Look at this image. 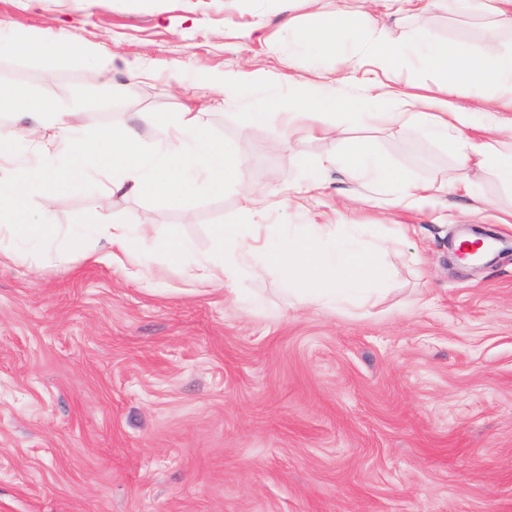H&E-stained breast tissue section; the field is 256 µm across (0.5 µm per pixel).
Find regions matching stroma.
Segmentation results:
<instances>
[{"label": "stroma", "mask_w": 512, "mask_h": 512, "mask_svg": "<svg viewBox=\"0 0 512 512\" xmlns=\"http://www.w3.org/2000/svg\"><path fill=\"white\" fill-rule=\"evenodd\" d=\"M305 0H0V91L49 96L79 114L85 135L138 112L203 106L206 135L243 158L239 181L196 195L190 209L116 199L111 218L154 224L213 252L217 224H244L241 185L296 183L294 158L329 160L338 141L308 128L284 137L252 123L232 94L219 108L211 76L262 69L279 82L315 77L336 58L289 42L286 22L310 20ZM433 41L475 59L512 49V29L483 16L434 11ZM68 32L114 65L99 77L75 57L20 58L13 32ZM153 77L128 89L124 64ZM184 83L168 84L171 70ZM422 181L468 177L464 191L423 208H346L328 167L309 211L269 212L270 224H359L376 240L406 237L381 257L387 278L371 307L297 303L264 255L242 275V301L191 280L159 251L149 283L83 257L112 176L88 169L62 186L49 216L75 236L63 261L38 253L0 265V512H512V188L460 170L439 142L410 129L345 122ZM25 124L0 104L13 162L35 161ZM501 240L504 252L462 259L458 236Z\"/></svg>", "instance_id": "obj_1"}]
</instances>
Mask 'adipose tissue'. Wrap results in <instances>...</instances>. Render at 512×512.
I'll list each match as a JSON object with an SVG mask.
<instances>
[{
	"label": "adipose tissue",
	"instance_id": "1",
	"mask_svg": "<svg viewBox=\"0 0 512 512\" xmlns=\"http://www.w3.org/2000/svg\"><path fill=\"white\" fill-rule=\"evenodd\" d=\"M358 16L350 0H340L335 9L314 12L307 25L289 22L288 31L297 42L335 52L346 42ZM12 45L17 53L37 60L49 48L61 58L76 50L74 40L65 34L17 32ZM410 53L418 55L435 75L426 94L404 95L391 83ZM366 65L371 71L361 94L347 95L342 88L346 73ZM215 84L227 92L246 85L258 88L259 96L248 101L253 119L287 133L306 126L322 137L340 139L342 150L335 164L352 185L349 200L353 203L373 200L385 207L412 210L427 204L440 187L412 179L366 141L344 137L339 118L345 114L360 125L419 130L425 137L443 142L461 166L492 171L512 182V118L500 114L501 109L512 108V50L481 61L457 46L433 42L425 28H418L411 42L405 44L392 36L387 25L376 24L368 30L358 52L343 59L335 76L290 84L292 111H281L273 77L264 70L228 71L216 77ZM465 85L490 90L495 109L471 112L450 102L449 90ZM15 103L22 109L27 137L41 162L19 171L0 189V261L15 260L9 243L20 235L63 254L70 230L59 224L30 221L27 202L31 196H39L42 212H51L57 187L75 181L87 167L101 165L112 171V186L99 199L100 209L106 212L117 195H145L159 208L189 205L198 176L207 178L209 188L220 189L226 180L237 177L242 164L203 134L195 112L173 116L140 113L130 123L99 129L87 138L80 134L73 113L61 111L49 99L19 93ZM148 126L172 130V140L165 147L145 149L141 130ZM324 182L322 167L313 166L294 185L243 187L245 208L252 221L212 228L213 240L225 247L220 260L194 256L191 242L168 237L155 225L132 226L106 219L98 223L95 240L86 248L85 256L118 266L130 279L141 280L146 276V263L131 260V242H139L144 251L160 247L176 263L192 262L196 278L233 294L240 273L266 245L270 227L263 222L264 214L274 206L302 207L320 192ZM321 230L316 224L310 235L286 237L274 256L298 299L327 305L370 303L376 284L384 276L383 268L374 261L381 244L361 239L357 225L340 224L327 246L321 240Z\"/></svg>",
	"mask_w": 512,
	"mask_h": 512
}]
</instances>
